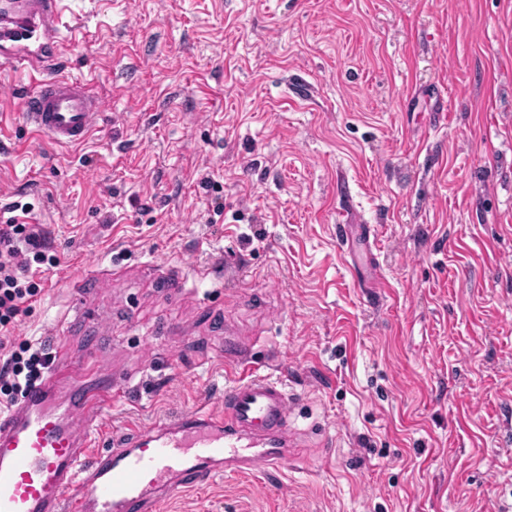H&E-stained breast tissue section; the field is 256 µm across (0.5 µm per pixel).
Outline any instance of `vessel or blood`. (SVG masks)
Returning a JSON list of instances; mask_svg holds the SVG:
<instances>
[{"label":"vessel or blood","mask_w":512,"mask_h":512,"mask_svg":"<svg viewBox=\"0 0 512 512\" xmlns=\"http://www.w3.org/2000/svg\"><path fill=\"white\" fill-rule=\"evenodd\" d=\"M60 0H0V59L43 64L68 52ZM105 112L87 84L45 75L23 98L34 133L61 146L82 143ZM44 381L0 416V512H155L160 501L195 489L224 468L265 471L296 446L283 385L247 375L222 401L135 431L99 451L98 421L112 402L108 384L86 385L93 365L73 359L55 337Z\"/></svg>","instance_id":"b4317fda"}]
</instances>
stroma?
Wrapping results in <instances>:
<instances>
[{
  "mask_svg": "<svg viewBox=\"0 0 512 512\" xmlns=\"http://www.w3.org/2000/svg\"><path fill=\"white\" fill-rule=\"evenodd\" d=\"M62 23L107 111L81 145L32 136L29 68H0V221L28 205L59 261L10 346L59 334L120 377L115 439L217 403L237 343L292 400L291 459L157 512L512 501V0H65ZM340 224L376 233L359 274Z\"/></svg>",
  "mask_w": 512,
  "mask_h": 512,
  "instance_id": "obj_1",
  "label": "stroma"
}]
</instances>
